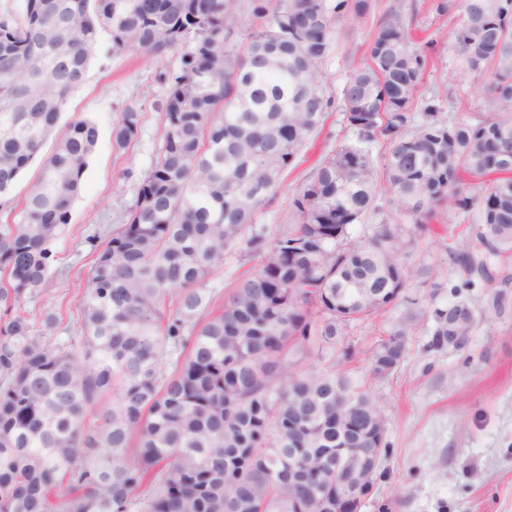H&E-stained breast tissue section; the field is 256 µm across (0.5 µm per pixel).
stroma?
Masks as SVG:
<instances>
[{
	"label": "stroma",
	"mask_w": 512,
	"mask_h": 512,
	"mask_svg": "<svg viewBox=\"0 0 512 512\" xmlns=\"http://www.w3.org/2000/svg\"><path fill=\"white\" fill-rule=\"evenodd\" d=\"M418 2L415 39L426 44L435 65L422 86L423 95L450 92L463 108L482 106L486 90L464 72L451 46V31L462 17V0H452L448 15L429 8L430 0H376L369 17L346 19L336 26V43L323 66L322 85L335 104L323 126L285 174L271 204L256 214L257 224L268 232L291 220L293 197L316 165L355 136L339 103L345 82L344 58L363 43L379 17L393 7L408 8ZM109 39H101L84 81L72 96L59 123L91 119L98 141L84 174L83 190L71 212L66 236L54 244L57 272L46 292L28 302V310L68 313L80 296L100 244L124 209L132 203L145 172L161 144L162 105L167 86L160 73L178 68L180 54L167 51L143 56L132 52L111 56ZM142 114L137 138L125 151L112 145V127L126 106ZM419 238L411 264L439 269L443 284L436 299L419 283H410L408 299L386 313L345 327L338 346H352L357 356L346 368L355 384L371 387L387 419L388 452L381 463L370 504L397 501L396 512H512V283L491 288H464L460 271L435 238L441 224ZM502 294V308L492 305ZM464 300L472 307L476 324L467 346L459 351H428L425 329L432 323L434 305ZM417 306L420 318L409 329L406 356L386 379L371 380L367 353L393 325Z\"/></svg>",
	"instance_id": "35a3bbf8"
}]
</instances>
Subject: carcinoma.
<instances>
[{
	"label": "carcinoma",
	"mask_w": 512,
	"mask_h": 512,
	"mask_svg": "<svg viewBox=\"0 0 512 512\" xmlns=\"http://www.w3.org/2000/svg\"><path fill=\"white\" fill-rule=\"evenodd\" d=\"M371 0H25L0 19V200L51 137L102 33L114 55L193 46L173 73L161 145L82 285L77 327L26 302L55 271L98 130L55 140L12 219L0 224V512H317L345 499L348 453L387 445L371 392L337 370L341 327L397 305L412 239L464 225L452 264L512 280V0H463L452 48L488 104L444 116L419 90L434 62L412 15L391 8L347 54L342 107L355 141L324 158L274 235L257 209L323 123L336 23ZM257 19L244 27L242 10ZM243 43H238V38ZM126 107L112 144L129 147ZM382 216L367 239L351 227ZM260 258L222 290L224 256ZM468 303L437 306L427 349L467 345ZM405 324L370 373L403 361Z\"/></svg>",
	"instance_id": "obj_1"
}]
</instances>
